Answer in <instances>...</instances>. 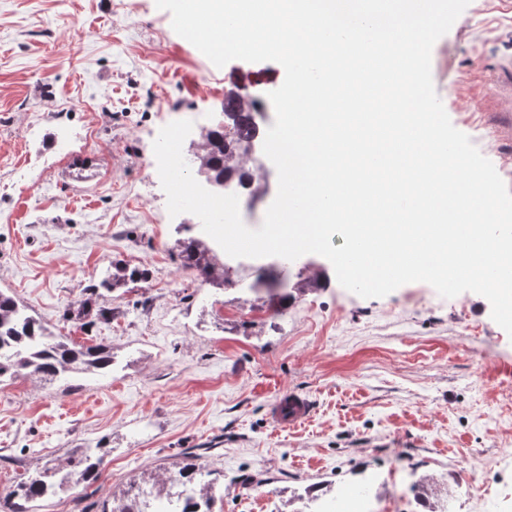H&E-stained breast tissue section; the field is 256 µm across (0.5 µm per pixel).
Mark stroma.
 Returning a JSON list of instances; mask_svg holds the SVG:
<instances>
[{
	"mask_svg": "<svg viewBox=\"0 0 512 512\" xmlns=\"http://www.w3.org/2000/svg\"><path fill=\"white\" fill-rule=\"evenodd\" d=\"M508 62L512 0H471L431 54L453 126L512 187L497 116ZM284 78L273 61L216 67L155 0H0V291L115 364L0 382V498L101 445L102 478L35 512H99L188 455L224 477L213 512H306L311 495L366 483L372 512H434L441 490L456 512H512V337L486 298L425 282L363 298L323 256L251 259L293 293L278 310L239 259L221 255L224 289L183 266L176 242L197 218L169 215L155 138L177 120L200 137L230 92L269 129ZM123 264L148 278L103 289ZM85 299L96 313L80 320ZM284 392L308 398L303 425L272 422Z\"/></svg>",
	"mask_w": 512,
	"mask_h": 512,
	"instance_id": "stroma-1",
	"label": "stroma"
}]
</instances>
